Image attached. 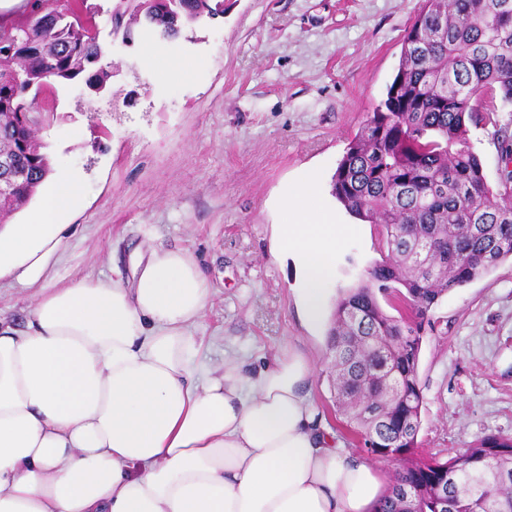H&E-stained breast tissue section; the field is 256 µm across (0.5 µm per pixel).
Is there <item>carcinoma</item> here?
Returning a JSON list of instances; mask_svg holds the SVG:
<instances>
[{
	"label": "carcinoma",
	"instance_id": "obj_1",
	"mask_svg": "<svg viewBox=\"0 0 512 512\" xmlns=\"http://www.w3.org/2000/svg\"><path fill=\"white\" fill-rule=\"evenodd\" d=\"M123 40L139 27L163 39L224 12V0H113ZM0 26V153L22 178L0 195V220L51 173L29 116L48 112L43 82L96 93L110 72L81 0H50ZM512 102V0H423L404 36L386 99L350 143L332 194L356 219L382 225L388 258L338 301L329 332L336 413L367 453L397 462L375 512H512V437L490 435L443 460L416 453L424 403L418 363L424 316L448 291L512 258V172L491 188L468 123L498 126L493 93ZM410 310L394 316L376 292Z\"/></svg>",
	"mask_w": 512,
	"mask_h": 512
}]
</instances>
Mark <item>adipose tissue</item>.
Returning <instances> with one entry per match:
<instances>
[{"label": "adipose tissue", "instance_id": "obj_1", "mask_svg": "<svg viewBox=\"0 0 512 512\" xmlns=\"http://www.w3.org/2000/svg\"><path fill=\"white\" fill-rule=\"evenodd\" d=\"M79 195L65 172L0 225V282L39 286L25 330L0 326V512H375L380 469L316 423L314 367L282 350L257 374L197 362L210 286L182 249H151L130 285L47 275ZM281 248L323 320L337 251L360 232L314 184L289 187Z\"/></svg>", "mask_w": 512, "mask_h": 512}]
</instances>
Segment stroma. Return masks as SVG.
Masks as SVG:
<instances>
[{
  "instance_id": "obj_1",
  "label": "stroma",
  "mask_w": 512,
  "mask_h": 512,
  "mask_svg": "<svg viewBox=\"0 0 512 512\" xmlns=\"http://www.w3.org/2000/svg\"><path fill=\"white\" fill-rule=\"evenodd\" d=\"M421 0H224L223 17L162 41L100 38L133 103L115 112L82 85L56 89L55 112L39 114L35 137L53 172L80 180L64 221L73 230L52 284L77 279L131 283L149 248L183 249L205 271L211 298L196 333L201 358L259 371L284 347L313 361L312 400L321 426L346 429L335 412L328 327L310 328L294 264L278 246L281 199L314 180L338 210L332 176L349 143L385 99L403 38ZM192 61L182 70L180 61ZM512 140V103L497 127L473 125L472 151L490 185L505 174L501 138ZM380 225L337 251L330 303L365 282L385 259ZM39 289L0 284V320L25 328ZM418 377L424 390L422 455L453 456L490 434L512 436V260L450 290L422 323Z\"/></svg>"
}]
</instances>
